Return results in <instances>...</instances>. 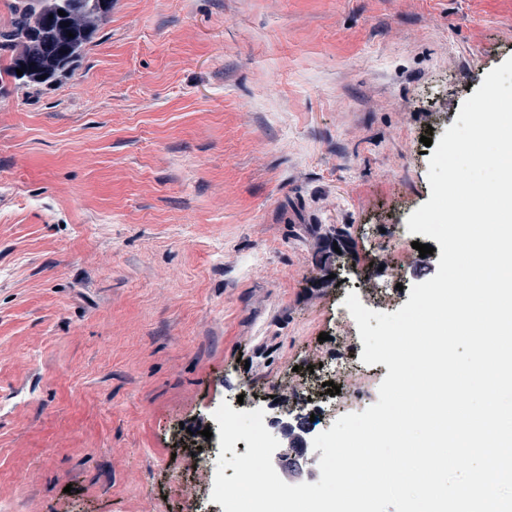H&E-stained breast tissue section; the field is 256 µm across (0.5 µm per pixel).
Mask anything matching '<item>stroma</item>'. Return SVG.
<instances>
[{
	"instance_id": "35a3bbf8",
	"label": "stroma",
	"mask_w": 512,
	"mask_h": 512,
	"mask_svg": "<svg viewBox=\"0 0 512 512\" xmlns=\"http://www.w3.org/2000/svg\"><path fill=\"white\" fill-rule=\"evenodd\" d=\"M509 57L512 0H112L73 71L5 79L0 504L183 512L197 422L359 342L344 301L431 196L422 136ZM330 236L337 242V247L341 250V254L332 250L322 249L318 247L315 252V266L321 271H327L332 266L338 267L343 266L345 258L354 253L353 242L350 234L345 228H333L330 231Z\"/></svg>"
}]
</instances>
